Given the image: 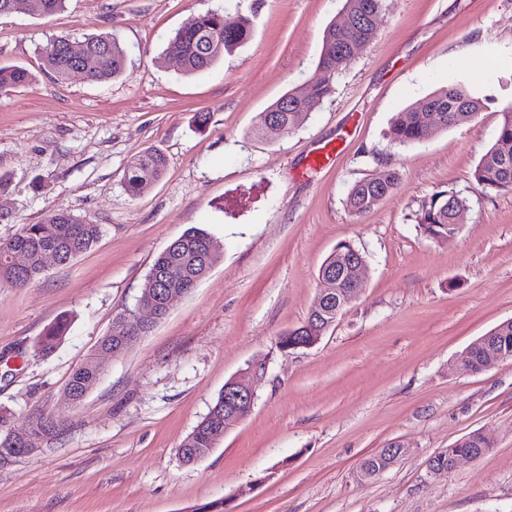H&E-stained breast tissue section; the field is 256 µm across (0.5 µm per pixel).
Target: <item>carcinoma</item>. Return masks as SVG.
<instances>
[{
	"instance_id": "cac0c4a2",
	"label": "carcinoma",
	"mask_w": 512,
	"mask_h": 512,
	"mask_svg": "<svg viewBox=\"0 0 512 512\" xmlns=\"http://www.w3.org/2000/svg\"><path fill=\"white\" fill-rule=\"evenodd\" d=\"M385 0H344L338 19L326 28L318 66L324 70V77L301 101L285 103L281 97L266 110L259 113L254 134L265 140H275L291 132L297 123V114L316 111L323 100L332 92L336 74L351 60L347 53L349 33L365 34L369 29L364 21L367 16L381 14ZM252 32L251 19L239 11L208 12L191 20L168 42L165 60L174 63L182 72L193 74L204 71L218 62L224 53L245 44ZM42 53L53 65L58 79L65 81L75 72L87 82H105L117 76L125 64V52L113 37L98 35L82 40L60 35L42 49ZM31 74L18 66H0V91L28 84ZM493 97L462 84L441 88L424 101L410 105L396 113L389 127L391 140L402 146L426 142L450 127L473 120ZM430 112L422 111V108ZM166 165L164 155L149 149L135 156L124 173L127 194L138 197L163 173ZM475 180L483 189H512V109L503 113L502 122L496 132L494 144L485 152L475 170ZM400 177L394 171H380L369 178L356 182L350 189L346 206L355 217H361L375 209L386 197L397 191ZM467 207V199L452 190L438 191L430 196L421 207L420 224L427 237H454L459 231L455 222L457 211ZM103 234L100 224H86L82 218L65 209L46 214L38 224H26L12 239L0 244V255L8 251H24L30 257L29 265L18 270L0 260V281H6L16 288H25L44 274L39 264L40 252L53 248L60 254V263L67 264L96 245ZM211 240L199 229H189L174 240L151 265L145 281H150L158 269H170L176 277L168 287L190 292L214 266L217 256L210 253ZM345 305L331 304L326 312L317 315L308 313L300 326L294 328L289 339L302 343L318 335L323 324L336 321V310ZM67 320L61 319L49 326L38 338L41 352L48 355L61 343L66 335ZM495 351L512 361V321L497 325L488 333V341L473 342V361H482L483 354ZM100 379V367L91 357L72 370L66 386L73 398L82 402L85 392ZM53 416L37 413L29 417L25 432L12 426L9 412L0 408V462L17 453L23 447V434H33L46 441L57 439L62 430H49ZM224 426V395H219L208 413L187 436L185 442L191 448V455L181 457L189 465L192 455L203 457L212 448L214 432ZM490 442L481 434L473 433L467 438L439 452L444 462H451L457 456L471 454L477 457L485 454ZM391 452L382 448L365 457L359 466L358 477L371 480L387 467Z\"/></svg>"
}]
</instances>
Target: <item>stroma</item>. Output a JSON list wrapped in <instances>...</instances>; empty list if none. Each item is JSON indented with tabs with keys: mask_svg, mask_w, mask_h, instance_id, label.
<instances>
[{
	"mask_svg": "<svg viewBox=\"0 0 512 512\" xmlns=\"http://www.w3.org/2000/svg\"><path fill=\"white\" fill-rule=\"evenodd\" d=\"M344 0H66L51 16L26 0L0 16V65L30 84L0 92V242L64 208L104 233L35 283L0 282V407L23 426L35 412L65 431L0 466V512H512V362L473 374L462 352L512 319V190L479 187L475 169L512 106V0H387L373 38L296 129L256 138L257 116L320 73L326 26ZM254 18L248 42L186 75L169 39L210 10ZM111 34L121 74L57 80L43 47L60 34ZM470 123L400 146L394 115L441 87L487 86ZM208 113L200 123L199 113ZM337 146L323 167L316 149ZM155 148L163 176L139 197L123 187L132 156ZM381 170L398 190L352 217L350 188ZM467 198L459 234L418 226L422 203ZM191 227L220 258L123 356L104 361L81 403L64 389L116 315L135 309L156 256ZM349 242L367 286L314 345L282 351L320 288L318 270ZM68 322L52 354L44 329ZM262 360L251 414L191 466L176 455L225 383ZM479 432L490 450L449 473L427 461ZM398 442L389 470L362 481L360 461Z\"/></svg>",
	"mask_w": 512,
	"mask_h": 512,
	"instance_id": "1",
	"label": "stroma"
}]
</instances>
